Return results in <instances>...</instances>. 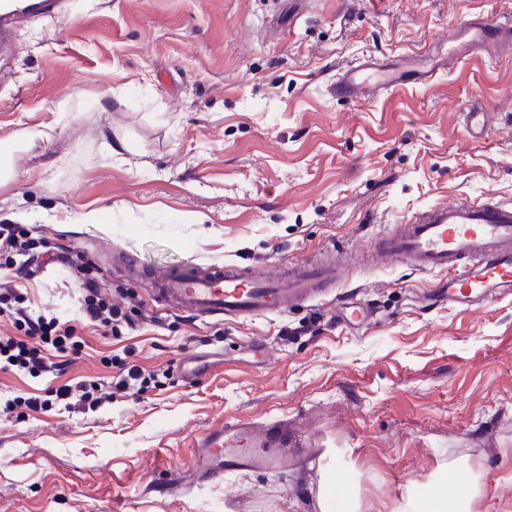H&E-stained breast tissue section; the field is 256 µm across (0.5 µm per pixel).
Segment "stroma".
<instances>
[{"label":"stroma","mask_w":512,"mask_h":512,"mask_svg":"<svg viewBox=\"0 0 512 512\" xmlns=\"http://www.w3.org/2000/svg\"><path fill=\"white\" fill-rule=\"evenodd\" d=\"M66 6L19 29L0 80V142L23 143L0 185V225L61 259L20 277L0 249V279L70 322L82 347L48 377L0 371V512H319L334 463L365 512H392L452 461L479 474L477 512H512V294L458 308L433 298L437 277L362 262L434 204H512V56L378 101L330 93L347 62L445 42L474 16L512 15V0H309L294 19L288 0ZM472 102L493 116L488 140L467 131ZM123 141L111 158L107 145ZM120 251L156 274L326 252L336 288L279 316L201 320L155 307L149 281L114 262ZM69 256L132 320L155 324L88 326ZM348 290L372 310L356 328L336 316ZM194 355L208 368L188 386L177 364ZM124 364L150 374L147 388L97 410L4 406ZM283 419L314 451L306 472L198 477L197 442Z\"/></svg>","instance_id":"stroma-1"}]
</instances>
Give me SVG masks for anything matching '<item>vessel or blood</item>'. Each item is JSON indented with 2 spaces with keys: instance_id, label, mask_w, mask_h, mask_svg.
Segmentation results:
<instances>
[{
  "instance_id": "1",
  "label": "vessel or blood",
  "mask_w": 512,
  "mask_h": 512,
  "mask_svg": "<svg viewBox=\"0 0 512 512\" xmlns=\"http://www.w3.org/2000/svg\"><path fill=\"white\" fill-rule=\"evenodd\" d=\"M65 4L66 0H0V61H7L13 52L17 25L60 16ZM475 51L492 59L512 53V23L474 19L459 25L448 44L447 61L436 60L427 67L412 55L388 66L372 57L350 61L339 69L331 92L348 101L381 99L412 85L432 83L444 65H462ZM465 116L474 138L490 136L492 125L481 108L467 107ZM380 253L420 273L445 275L449 303L471 306L497 289L512 287V204L470 198L452 206H431L394 225ZM173 282L182 308L197 317L258 318L319 299L325 288L335 284L336 267L327 257L314 262L290 260L273 275L258 265L193 264ZM241 432L240 425L231 424L223 438L209 437L198 444L204 474L214 479L227 471H285L304 453L299 446L293 456L279 454V446L288 442L287 425L266 437L263 450L249 453L236 446Z\"/></svg>"
}]
</instances>
